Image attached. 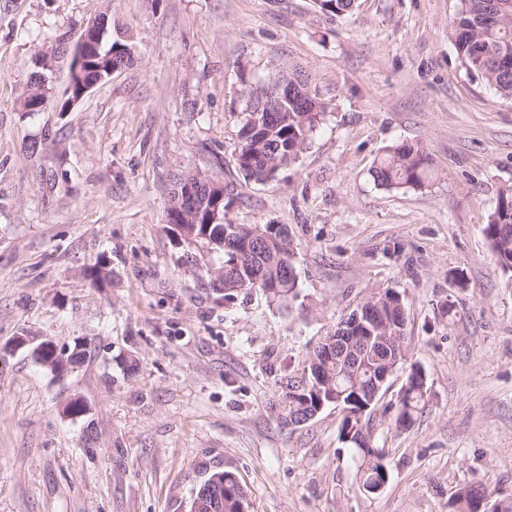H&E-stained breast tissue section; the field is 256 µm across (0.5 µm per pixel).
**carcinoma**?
<instances>
[{
  "instance_id": "cac0c4a2",
  "label": "carcinoma",
  "mask_w": 512,
  "mask_h": 512,
  "mask_svg": "<svg viewBox=\"0 0 512 512\" xmlns=\"http://www.w3.org/2000/svg\"><path fill=\"white\" fill-rule=\"evenodd\" d=\"M321 9L341 16L353 9L355 0H317ZM95 48L88 53L90 61L83 63L73 75V90L65 96L60 110H65L71 99L77 97L84 84L107 80L114 68L122 69L134 63L130 48L117 41L106 46L104 35L112 23L102 15ZM458 57L466 72L494 87L502 96L512 98V0H458L451 21ZM65 55V48L56 44L49 58L55 61ZM35 59L29 93L22 102L26 112L34 111L35 100H48L49 87L41 83V76L50 73L44 66L48 58ZM288 81L293 97L282 105V117L277 123L266 120L268 109L277 106L269 97L271 84L280 79ZM311 75L304 71L275 74L247 92L246 115L241 129L255 128L252 136L239 139L235 149L239 172L247 180L266 182L278 172L296 162L324 114V105L310 95ZM432 158L427 148L419 143L402 142L386 150L371 170L375 184L386 188H422L432 178ZM207 178L200 171H179L169 175L171 189L168 203L175 202L183 191V181ZM212 196L199 199L196 212L181 224L214 253L224 256L221 286L224 299L230 301L244 291L264 289L270 299L286 303L298 296V280L294 266L284 262L292 252V243L280 239L281 229L274 224H241L246 234L260 231L265 234L259 251L246 254L238 249L237 240L224 236L230 224L224 222V206L213 216ZM495 253L497 265L508 284H512V192L501 197L484 228ZM396 291L385 288L371 293L363 300L376 310L374 322L363 338L339 346L334 359H325V344L318 342L306 354L304 365L275 382L271 399L275 421L281 427H296L307 423V416L316 409L315 400L336 394L340 401L342 420L339 438L346 431H363L366 439L350 442L348 446L357 459V475L364 490L374 489L383 480L384 450L374 446L366 414L367 407L384 363L397 366L405 356L407 313L399 302ZM424 372L417 368L407 378L398 400L397 424L407 429L415 415L424 407L427 396ZM224 477V508L222 512H241L247 494L234 473L220 471ZM493 497V490L484 484L460 488L451 506L458 512H472L475 503Z\"/></svg>"
}]
</instances>
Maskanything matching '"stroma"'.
<instances>
[{
	"mask_svg": "<svg viewBox=\"0 0 512 512\" xmlns=\"http://www.w3.org/2000/svg\"><path fill=\"white\" fill-rule=\"evenodd\" d=\"M456 4L356 0L336 17L315 0H0V512H188L216 471L252 512H448L476 482L512 497V286L484 233L512 191V99L462 67ZM104 12L134 64L66 112L57 68L47 104L22 111L34 59ZM299 67L325 114L294 164L245 181L246 93ZM406 140L427 147L431 181L375 184ZM178 170L236 185L228 223L287 226L290 305L225 301L223 256L164 222ZM383 288L404 300L407 344L369 415L388 472L369 494L339 409L282 428L268 402ZM46 338L86 341L83 365L55 377L34 355ZM416 366L426 406L401 430ZM77 397L85 412L65 415Z\"/></svg>",
	"mask_w": 512,
	"mask_h": 512,
	"instance_id": "1",
	"label": "stroma"
}]
</instances>
